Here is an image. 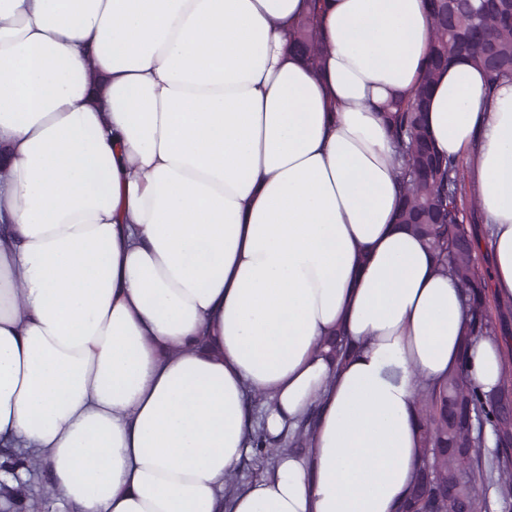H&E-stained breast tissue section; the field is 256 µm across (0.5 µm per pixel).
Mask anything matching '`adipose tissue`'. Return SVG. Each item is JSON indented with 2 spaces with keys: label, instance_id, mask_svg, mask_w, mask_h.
Returning <instances> with one entry per match:
<instances>
[{
  "label": "adipose tissue",
  "instance_id": "adipose-tissue-1",
  "mask_svg": "<svg viewBox=\"0 0 512 512\" xmlns=\"http://www.w3.org/2000/svg\"><path fill=\"white\" fill-rule=\"evenodd\" d=\"M321 2L314 71L309 0H0V446L58 512H400L419 390L500 391L501 338L395 222L381 107L418 82L427 0ZM427 123L512 302V81L459 60ZM314 406L309 448L229 491L249 434ZM294 39L298 51L305 57L310 68L318 70L319 56L325 51L326 45L312 18L304 17L298 20Z\"/></svg>",
  "mask_w": 512,
  "mask_h": 512
}]
</instances>
